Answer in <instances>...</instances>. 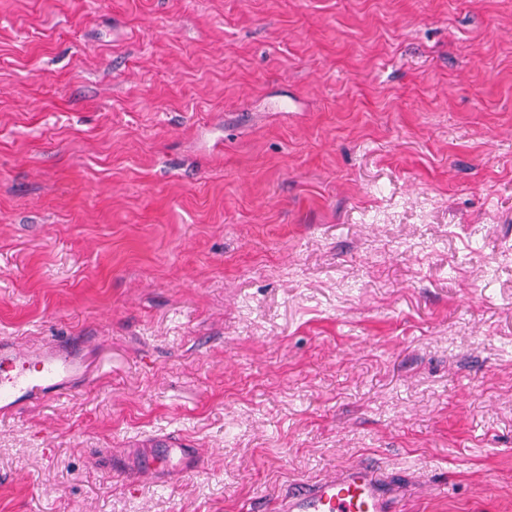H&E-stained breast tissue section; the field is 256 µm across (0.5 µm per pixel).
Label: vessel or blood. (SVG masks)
Instances as JSON below:
<instances>
[{"label": "vessel or blood", "instance_id": "b4317fda", "mask_svg": "<svg viewBox=\"0 0 512 512\" xmlns=\"http://www.w3.org/2000/svg\"><path fill=\"white\" fill-rule=\"evenodd\" d=\"M86 339L61 336L37 347L0 337V415L24 403L72 392L88 377L83 358ZM201 460L177 436L158 431L129 444L112 458L111 470L154 482L198 470ZM397 486L388 472L369 464L340 469L335 475L281 489L273 512H399Z\"/></svg>", "mask_w": 512, "mask_h": 512}]
</instances>
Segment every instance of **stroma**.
<instances>
[{"instance_id": "obj_1", "label": "stroma", "mask_w": 512, "mask_h": 512, "mask_svg": "<svg viewBox=\"0 0 512 512\" xmlns=\"http://www.w3.org/2000/svg\"><path fill=\"white\" fill-rule=\"evenodd\" d=\"M0 336L90 339L0 512H512V0H0ZM127 446L122 455L112 457L111 470L162 482L201 466L195 449L187 448V444L170 432H154ZM397 485L388 472L369 464L340 469L335 475L281 489L274 512H399Z\"/></svg>"}]
</instances>
